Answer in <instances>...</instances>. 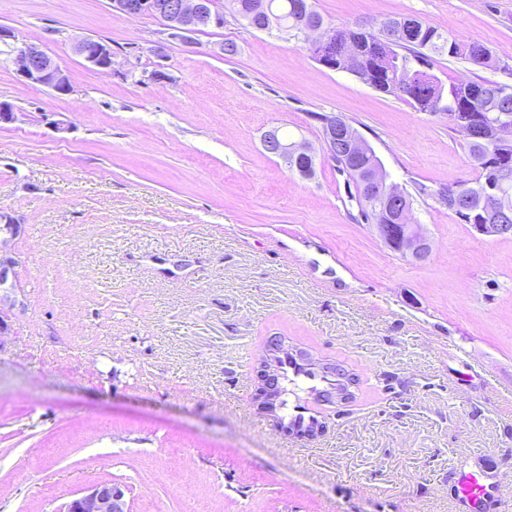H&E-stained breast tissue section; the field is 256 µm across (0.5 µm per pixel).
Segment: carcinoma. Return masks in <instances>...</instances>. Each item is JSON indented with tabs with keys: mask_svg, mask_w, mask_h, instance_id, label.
<instances>
[{
	"mask_svg": "<svg viewBox=\"0 0 512 512\" xmlns=\"http://www.w3.org/2000/svg\"><path fill=\"white\" fill-rule=\"evenodd\" d=\"M232 8L252 21L250 27L254 29L258 27L262 30H271L275 27H286L291 32L301 25L324 21L316 9L314 0H272L269 13L266 12L262 0H233ZM336 40V69L347 70L345 54L353 48L356 49L355 64L363 82L380 92L409 102L420 112L433 111L432 102L445 99L446 111L457 112L462 121L470 123L479 116L483 119L484 129L491 128V124L498 121L512 123V86L482 80L450 82L445 87L435 75L427 71V68L432 66L433 55L445 53L453 58L464 59L475 66H488L491 54L478 42L459 43L421 21L417 22L416 31L410 39L397 45L394 56L384 51L371 34L339 28L336 30ZM399 67L415 68L420 75V83L407 94L396 92ZM452 130L464 138L469 154H482L492 160L490 167L484 162L478 164V168L481 169V180L477 185L461 184L457 187V193L465 201V205L460 207L448 204V209L454 211L461 221L471 224L475 222V210L481 205V193L487 181L497 176L501 177L504 189L512 195V146L501 147L493 140L486 143L473 141L468 137V127L462 122L456 123ZM340 171L349 176L356 188L361 205L360 216L366 223H374L370 196L367 188L362 185L360 172L346 166L340 168ZM306 364L321 377L327 389L337 386V382L342 378L358 382L356 374L339 364L323 362L310 355L307 356Z\"/></svg>",
	"mask_w": 512,
	"mask_h": 512,
	"instance_id": "cac0c4a2",
	"label": "carcinoma"
}]
</instances>
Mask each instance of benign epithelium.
I'll return each instance as SVG.
<instances>
[{
  "label": "benign epithelium",
  "instance_id": "benign-epithelium-1",
  "mask_svg": "<svg viewBox=\"0 0 512 512\" xmlns=\"http://www.w3.org/2000/svg\"><path fill=\"white\" fill-rule=\"evenodd\" d=\"M112 9L129 17L150 15L164 22L166 35L170 39L180 40L187 45L194 44V35L204 28H224V7L220 0H110ZM296 35L308 44L311 56L321 65L332 56L336 45V32L322 24L308 26ZM74 52L84 63L93 69L110 70L114 64L112 47L103 40L82 38L74 44ZM15 62L19 74L29 82L44 86L57 94L66 95L71 90L68 72L40 44L26 43L17 50ZM323 138L327 154L331 161L342 165L357 164L370 158L372 172L367 176L369 193L381 197L383 205L380 212L386 219L376 225L378 235L383 241L397 237L402 249L409 252L416 261L425 260L430 252L426 237L412 230L407 222L405 195L390 180L382 161L368 142L347 125L336 121V114H327L322 121ZM263 149L282 161L292 172H300L299 160L310 155L303 143L288 142L279 138L277 130L271 128L261 138ZM486 210L483 211L484 223L474 224L472 228L479 234L496 237H512V204L501 196L498 183L487 188ZM23 225L11 213L0 211V234L12 237L19 235ZM17 260L0 250V301L9 298L16 288ZM285 347L284 339L276 345L264 348L262 358L254 366L255 392L253 402L259 412H266L267 403L276 400L280 389V374L274 354L276 347ZM64 512H131L124 492L110 481L92 485L81 495L73 498Z\"/></svg>",
  "mask_w": 512,
  "mask_h": 512
}]
</instances>
